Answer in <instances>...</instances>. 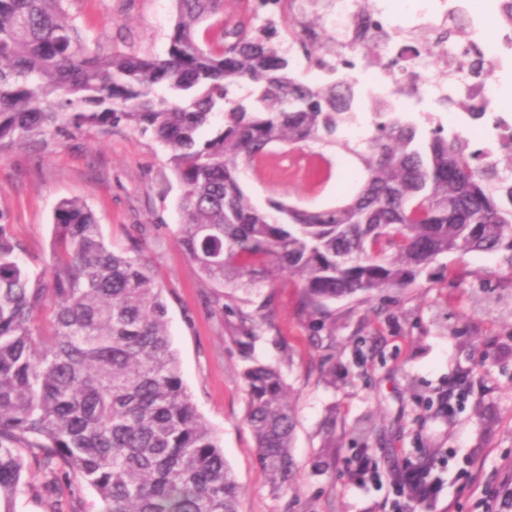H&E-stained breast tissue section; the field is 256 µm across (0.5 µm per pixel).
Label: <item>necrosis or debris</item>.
I'll return each mask as SVG.
<instances>
[{
  "label": "necrosis or debris",
  "instance_id": "obj_1",
  "mask_svg": "<svg viewBox=\"0 0 512 512\" xmlns=\"http://www.w3.org/2000/svg\"><path fill=\"white\" fill-rule=\"evenodd\" d=\"M418 22L405 31L375 6L360 7L358 0H336L330 24L342 47L328 58L332 73L341 79L362 78L366 96L387 104L418 103L433 91L452 86L465 98L489 105V112H455L453 128L482 146L483 163L512 154V107L496 108L495 71L512 52V30L498 26L486 32V19L475 0H457L448 12L434 15L427 0H412ZM452 24L464 33L454 45L441 42L436 32ZM477 51L484 73L457 79L456 60Z\"/></svg>",
  "mask_w": 512,
  "mask_h": 512
}]
</instances>
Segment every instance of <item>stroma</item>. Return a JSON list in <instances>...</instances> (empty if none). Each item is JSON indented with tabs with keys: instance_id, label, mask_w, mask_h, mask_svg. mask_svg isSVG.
I'll use <instances>...</instances> for the list:
<instances>
[{
	"instance_id": "obj_1",
	"label": "stroma",
	"mask_w": 512,
	"mask_h": 512,
	"mask_svg": "<svg viewBox=\"0 0 512 512\" xmlns=\"http://www.w3.org/2000/svg\"><path fill=\"white\" fill-rule=\"evenodd\" d=\"M97 45L164 55L175 0H69ZM168 153L126 125L36 136L0 149V222L26 250L31 271L50 253L52 211L84 200L107 242L139 240L163 288L173 348L199 414L215 430L240 487L239 512H507L493 477L512 466V263L505 252L442 255L415 281L359 302L330 304V318L299 314L300 282L261 281L250 290L202 281L176 232L177 183L162 185ZM250 202L280 198L309 208L348 202L358 162L270 148L241 175ZM268 303L270 319L258 314ZM253 313L254 356L279 366L295 418L294 479L271 492L245 422L241 351L229 338L234 309ZM369 419L358 436L355 425ZM422 459L441 480L436 497L406 501L398 468ZM79 487L55 503L25 488L17 512H99Z\"/></svg>"
}]
</instances>
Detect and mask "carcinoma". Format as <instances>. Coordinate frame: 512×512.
<instances>
[{"instance_id": "obj_1", "label": "carcinoma", "mask_w": 512, "mask_h": 512, "mask_svg": "<svg viewBox=\"0 0 512 512\" xmlns=\"http://www.w3.org/2000/svg\"><path fill=\"white\" fill-rule=\"evenodd\" d=\"M238 2L228 21L224 0H176L161 57L91 49L66 0H0V147L118 124L151 134L183 189L177 242L201 280L243 288L296 277L310 316L402 286L440 255L512 253V178L479 162L462 134L388 105L375 108L368 136L346 138L360 120L356 82L298 80L278 22L257 24L278 0ZM281 144L355 157L362 186L344 207H254L240 174ZM52 224L44 275L30 273L0 224V512H15L31 472L58 498L79 479L100 512H238L240 487L180 376L139 245L112 248L76 198L58 202ZM232 328L250 358L252 316L237 312ZM242 380L256 459L278 494L293 470L288 387L280 368L258 362Z\"/></svg>"}]
</instances>
